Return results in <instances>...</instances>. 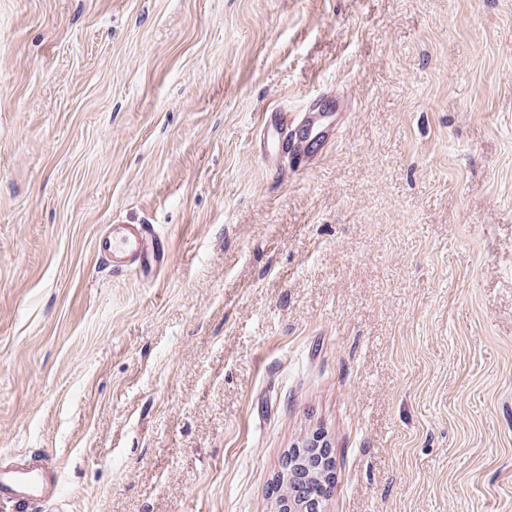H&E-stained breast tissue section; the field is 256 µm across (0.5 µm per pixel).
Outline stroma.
<instances>
[{"instance_id":"obj_1","label":"stroma","mask_w":512,"mask_h":512,"mask_svg":"<svg viewBox=\"0 0 512 512\" xmlns=\"http://www.w3.org/2000/svg\"><path fill=\"white\" fill-rule=\"evenodd\" d=\"M316 435L326 512H512V0H0V459L41 512H273ZM336 97L320 92L298 111L275 107L258 123L261 161L276 174L311 168L345 126ZM94 250L112 271L134 272L142 278L158 276L165 264L166 243L152 224H128L117 218L105 224L94 240ZM60 489V473L49 457L30 456L20 465H0V503L32 512L53 502Z\"/></svg>"}]
</instances>
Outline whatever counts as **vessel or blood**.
<instances>
[{
    "label": "vessel or blood",
    "mask_w": 512,
    "mask_h": 512,
    "mask_svg": "<svg viewBox=\"0 0 512 512\" xmlns=\"http://www.w3.org/2000/svg\"><path fill=\"white\" fill-rule=\"evenodd\" d=\"M344 126L338 102L324 92L308 98L296 111L272 108L259 118L261 161L277 174L311 168ZM94 250L111 270L146 279L158 276L165 264L166 244L147 223L113 220L97 234ZM60 489V473L49 457L37 455L20 465H0V503L13 504L19 512H37L53 502Z\"/></svg>",
    "instance_id": "1"
}]
</instances>
